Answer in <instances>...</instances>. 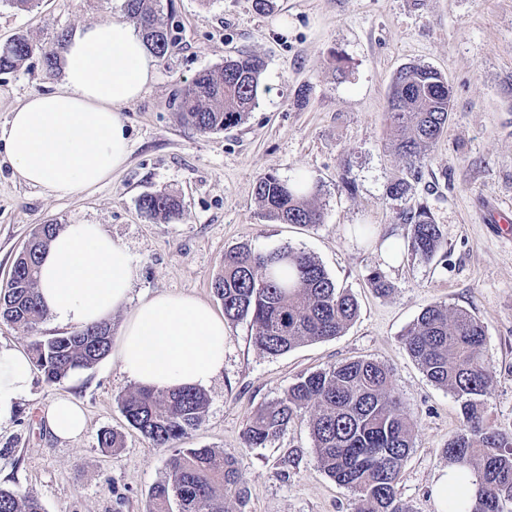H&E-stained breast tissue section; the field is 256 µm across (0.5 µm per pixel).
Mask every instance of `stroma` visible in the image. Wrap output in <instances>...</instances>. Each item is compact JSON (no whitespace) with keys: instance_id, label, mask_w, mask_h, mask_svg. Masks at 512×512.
I'll return each instance as SVG.
<instances>
[{"instance_id":"35a3bbf8","label":"stroma","mask_w":512,"mask_h":512,"mask_svg":"<svg viewBox=\"0 0 512 512\" xmlns=\"http://www.w3.org/2000/svg\"><path fill=\"white\" fill-rule=\"evenodd\" d=\"M173 10L177 39L156 61L155 82L126 105L131 154L111 180L58 199L22 182L0 156V285L40 224H97L133 260L131 303L159 293L193 295L223 312L212 285L226 251L290 246L314 255L359 304L335 338L270 356L242 320L226 323L224 370L206 387L208 408L185 448L233 454L249 489L247 512H352L351 492L321 469L307 422L292 423L264 448L246 447L254 411L277 399L300 374L366 358L386 364L401 408L415 424V447L400 491L415 512H438L434 485L448 469L443 450L461 425L460 407L431 383L401 336L431 305L471 311L485 325L484 354L496 378L485 396L490 424L512 429V240L487 222L512 210V0H160ZM119 0H38L29 11L0 0V44L27 35L33 53L0 72V126L26 96L58 86L44 54L61 51L82 25L119 12ZM287 17L288 32L276 22ZM262 57L258 106L240 125L205 134L177 111L181 92L201 71L240 54ZM406 64L440 71L453 92L448 125L408 179L385 133L395 72ZM305 176L317 187L322 224H277L254 196L257 178ZM166 190L183 203L179 221L140 212L139 198ZM427 207L440 224L447 257L412 256L404 213ZM381 272L386 296L368 283ZM115 356L47 386L34 374L30 393L0 424V484L40 499L45 512H145L146 498L171 455L126 421L119 400L134 390ZM83 402L87 428L56 438L41 418L48 401ZM121 447L98 446L102 430Z\"/></svg>"}]
</instances>
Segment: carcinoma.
<instances>
[{
    "instance_id": "obj_1",
    "label": "carcinoma",
    "mask_w": 512,
    "mask_h": 512,
    "mask_svg": "<svg viewBox=\"0 0 512 512\" xmlns=\"http://www.w3.org/2000/svg\"><path fill=\"white\" fill-rule=\"evenodd\" d=\"M124 11L147 47L162 57L177 25L157 0H124ZM33 45L17 35L0 45V72L16 68ZM264 62L256 55L230 58L198 73L179 97L181 119L203 133L239 125L259 104ZM452 91L430 67L409 64L395 73L387 97L390 135L407 170L425 158L448 124ZM316 187L301 177L285 181L266 173L255 195L266 218L278 224L315 226L323 212ZM142 213L161 223L181 219L182 204L168 191L143 195ZM409 249L425 262L446 258L445 238L430 211L420 206L405 215ZM58 224H42L16 257L6 287L0 288V320L32 330L47 313L37 291L42 253ZM224 304V321L250 323L254 345L277 356L306 342L341 335L358 315L356 298L337 286L313 255L285 246L261 251L242 243L224 257V272L213 283ZM485 325L469 310L433 305L403 334L407 352L427 379L454 394L464 429L448 439V463L483 486L467 501L448 497V512H512V431L485 423L484 396L495 378L485 359ZM112 350L108 322L31 343V357L44 382L56 385L79 369L93 367ZM208 405L196 387L161 391L140 387L120 398L128 423L158 447H172L196 429ZM306 416L324 473L354 495L353 512H413L400 492L405 459L414 448V428L400 410L391 372L373 359H354L305 373L282 396L260 406L243 438L263 448L289 424ZM245 512L248 487L236 458L217 448H174L163 477L148 493L146 512ZM0 512H45L41 501L0 487Z\"/></svg>"
}]
</instances>
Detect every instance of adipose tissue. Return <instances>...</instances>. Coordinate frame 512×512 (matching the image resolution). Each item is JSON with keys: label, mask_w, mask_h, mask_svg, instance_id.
Returning a JSON list of instances; mask_svg holds the SVG:
<instances>
[{"label": "adipose tissue", "mask_w": 512, "mask_h": 512, "mask_svg": "<svg viewBox=\"0 0 512 512\" xmlns=\"http://www.w3.org/2000/svg\"><path fill=\"white\" fill-rule=\"evenodd\" d=\"M64 78L50 92L30 94L0 127V150L29 185L64 198L111 179L130 154L122 108L156 77L155 59L121 14L79 28L63 48ZM133 257L97 224H69L43 254L38 291L56 323L86 327L129 307L117 361L128 379L169 390L208 386L224 369V320L199 298L161 293L130 305ZM23 351L0 346V422L31 388ZM50 431L72 440L86 416L72 397L43 410Z\"/></svg>", "instance_id": "obj_1"}]
</instances>
